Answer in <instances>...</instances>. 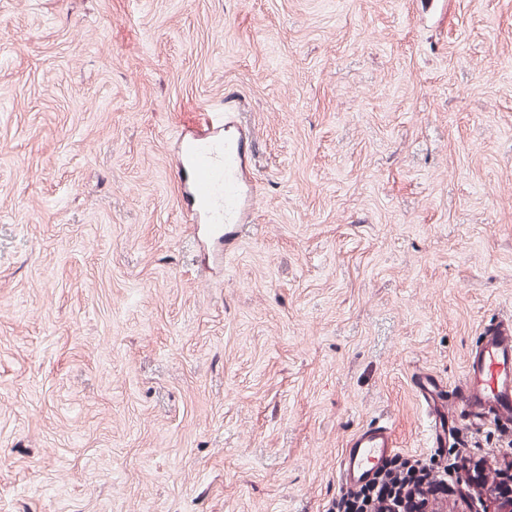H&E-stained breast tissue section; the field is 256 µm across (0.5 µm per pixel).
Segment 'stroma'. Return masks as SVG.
Returning a JSON list of instances; mask_svg holds the SVG:
<instances>
[{
	"mask_svg": "<svg viewBox=\"0 0 512 512\" xmlns=\"http://www.w3.org/2000/svg\"><path fill=\"white\" fill-rule=\"evenodd\" d=\"M228 97L220 270L178 113ZM512 316V0H0V512H329Z\"/></svg>",
	"mask_w": 512,
	"mask_h": 512,
	"instance_id": "1",
	"label": "stroma"
}]
</instances>
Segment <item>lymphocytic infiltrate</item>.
Here are the masks:
<instances>
[{"instance_id":"f902f5d3","label":"lymphocytic infiltrate","mask_w":512,"mask_h":512,"mask_svg":"<svg viewBox=\"0 0 512 512\" xmlns=\"http://www.w3.org/2000/svg\"><path fill=\"white\" fill-rule=\"evenodd\" d=\"M491 488L512 501V441L484 453L458 449L451 464L431 466L412 456L395 455L373 483L349 490L334 512H425L428 502L447 503L449 496L470 500L471 489Z\"/></svg>"}]
</instances>
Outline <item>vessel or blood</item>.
I'll list each match as a JSON object with an SVG mask.
<instances>
[{
	"label": "vessel or blood",
	"instance_id": "b4317fda",
	"mask_svg": "<svg viewBox=\"0 0 512 512\" xmlns=\"http://www.w3.org/2000/svg\"><path fill=\"white\" fill-rule=\"evenodd\" d=\"M232 127V120L204 110L184 113L179 125L177 161L184 175L182 203L197 220L207 221L215 233L238 223L248 200L239 178L248 144L243 135L225 134L216 141L217 124ZM413 391L422 404L436 447L448 445L450 428L491 427L512 435V319L503 318L486 330L467 352L463 379L447 389L436 374L416 371ZM388 427L359 429L346 442L338 475L349 488L365 484L395 454Z\"/></svg>",
	"mask_w": 512,
	"mask_h": 512
}]
</instances>
